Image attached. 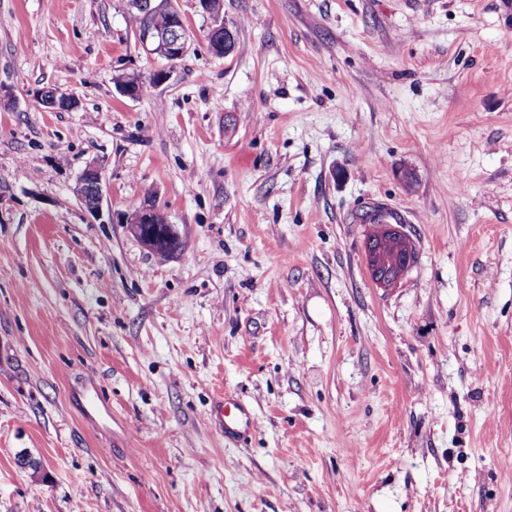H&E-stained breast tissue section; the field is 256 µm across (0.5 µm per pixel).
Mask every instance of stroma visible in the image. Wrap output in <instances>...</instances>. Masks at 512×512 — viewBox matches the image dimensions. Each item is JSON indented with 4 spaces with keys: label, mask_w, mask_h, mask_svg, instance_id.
<instances>
[{
    "label": "stroma",
    "mask_w": 512,
    "mask_h": 512,
    "mask_svg": "<svg viewBox=\"0 0 512 512\" xmlns=\"http://www.w3.org/2000/svg\"><path fill=\"white\" fill-rule=\"evenodd\" d=\"M175 4L156 87L124 0H0V512H512V0H224V57ZM375 204L417 250L390 288ZM234 32L223 24L216 25L209 34V45L213 53L227 55L235 46ZM39 102L57 112L70 111L78 107V101L74 97L59 91H42ZM77 195L81 202L92 199L93 204L87 208L89 211H96L99 208L102 198V171L96 163L87 165L81 174ZM374 246L375 243L371 242L366 249L367 263L372 279L382 286L398 282L409 268L413 259L412 254L408 252L401 265H395L392 268H383L376 258L380 248L375 249ZM212 420L224 433V441L237 444L257 429V419L251 406L232 394L220 395L213 404Z\"/></svg>",
    "instance_id": "35a3bbf8"
}]
</instances>
